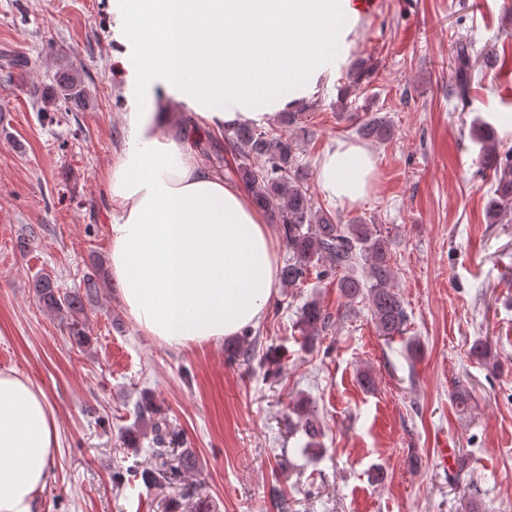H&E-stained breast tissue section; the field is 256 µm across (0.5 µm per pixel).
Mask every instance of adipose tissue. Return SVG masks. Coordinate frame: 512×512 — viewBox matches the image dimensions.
Listing matches in <instances>:
<instances>
[{
	"instance_id": "1",
	"label": "adipose tissue",
	"mask_w": 512,
	"mask_h": 512,
	"mask_svg": "<svg viewBox=\"0 0 512 512\" xmlns=\"http://www.w3.org/2000/svg\"><path fill=\"white\" fill-rule=\"evenodd\" d=\"M115 2L141 71L105 172L108 274L145 335L174 349L214 343L265 317L279 247L265 212L188 151L171 105L191 101L195 121L216 130L267 123L335 80L361 14L356 0ZM376 164L363 145L335 141L318 186L357 203ZM58 438L46 393L0 371V512H38Z\"/></svg>"
}]
</instances>
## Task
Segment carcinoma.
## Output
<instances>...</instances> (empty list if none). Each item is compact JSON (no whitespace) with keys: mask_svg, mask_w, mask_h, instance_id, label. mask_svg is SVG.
<instances>
[{"mask_svg":"<svg viewBox=\"0 0 512 512\" xmlns=\"http://www.w3.org/2000/svg\"><path fill=\"white\" fill-rule=\"evenodd\" d=\"M456 87L458 98L469 97L472 72L468 44L460 41L456 46ZM375 67L355 61L347 68L351 86L340 93L339 102L347 106L350 88H358L374 74ZM58 88L62 103L80 98L83 80L80 73L67 66L60 69ZM357 133L372 141L384 143L394 136V129L383 117L374 116L357 127ZM299 135L293 131L278 135L256 126H237L225 129L221 138H209L208 149L219 161L229 152L236 160V174L252 194L254 203L270 209L271 217L281 225L288 251V260L281 268V280L288 288H299L310 275L319 280L334 279L336 288L348 304L363 299L368 302L372 321L379 335L391 340L404 333L407 314L401 295L396 289V271L392 263V239L375 224L340 220L314 211L313 202L305 183L309 171L298 152ZM476 140L481 144L480 165L492 171L495 178L493 196L487 204L489 218L496 221L512 212V147L503 148L494 127L484 123L477 129ZM111 282L103 266L98 264L83 277V286L64 289L55 279L44 274L33 280L32 288L39 303L46 310L60 314L67 320L69 335L79 346L87 342L86 312L98 299L100 289ZM329 316L316 300L305 303L300 310L299 329L304 343L313 345L327 328ZM469 355L486 367L497 369V354L483 339L474 341ZM451 400L460 413L469 410L471 390L455 386ZM300 415L297 429L306 437L303 452L322 451L321 424L309 404H297ZM135 422L127 431L126 445L137 448L140 441L151 437L153 452L167 456L175 433L166 417L149 396L135 404ZM199 470L195 453L185 448L173 458L154 469L141 472L143 482L163 487L193 475Z\"/></svg>","mask_w":512,"mask_h":512,"instance_id":"cac0c4a2","label":"carcinoma"}]
</instances>
